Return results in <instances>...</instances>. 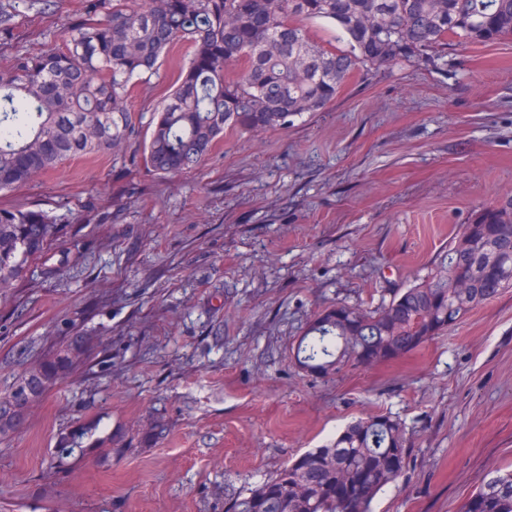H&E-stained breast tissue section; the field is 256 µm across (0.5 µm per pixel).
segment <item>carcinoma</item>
Returning <instances> with one entry per match:
<instances>
[{
	"mask_svg": "<svg viewBox=\"0 0 512 512\" xmlns=\"http://www.w3.org/2000/svg\"><path fill=\"white\" fill-rule=\"evenodd\" d=\"M336 31L343 48L313 38L307 24ZM512 37V0H87L63 47L21 55L0 70V192L87 155L145 156L157 175L200 165L228 129L284 127L330 105L354 70L428 64L439 49ZM191 58L146 131L129 106L130 82L156 75L170 49ZM236 62L243 67L229 75ZM57 224L39 209L0 208V288L50 249ZM512 288V195L461 226L448 263L374 310L332 305L297 347L301 368L326 376L348 366L397 361ZM72 342L18 376L0 394V436L74 369ZM82 429L61 435L46 475L85 454ZM400 421L357 420L232 500L225 512H372L410 457ZM124 452L109 434L93 444ZM461 512H512V472L484 482Z\"/></svg>",
	"mask_w": 512,
	"mask_h": 512,
	"instance_id": "cac0c4a2",
	"label": "carcinoma"
}]
</instances>
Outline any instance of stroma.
Returning <instances> with one entry per match:
<instances>
[{
    "mask_svg": "<svg viewBox=\"0 0 512 512\" xmlns=\"http://www.w3.org/2000/svg\"><path fill=\"white\" fill-rule=\"evenodd\" d=\"M87 0H0V68L61 46ZM132 80L151 114L191 56ZM512 193V37L432 65L356 70L322 112L226 131L164 177L84 156L0 195L60 239L0 291V391L52 346L94 356L0 438V512H224L360 417L406 428L409 466L375 512H461L512 469V290L396 363L303 372L292 352L324 307L375 308L446 262L461 225ZM59 275L48 269L58 260ZM168 435L145 439L153 409ZM123 435L122 457L46 476L58 435Z\"/></svg>",
    "mask_w": 512,
    "mask_h": 512,
    "instance_id": "35a3bbf8",
    "label": "stroma"
}]
</instances>
